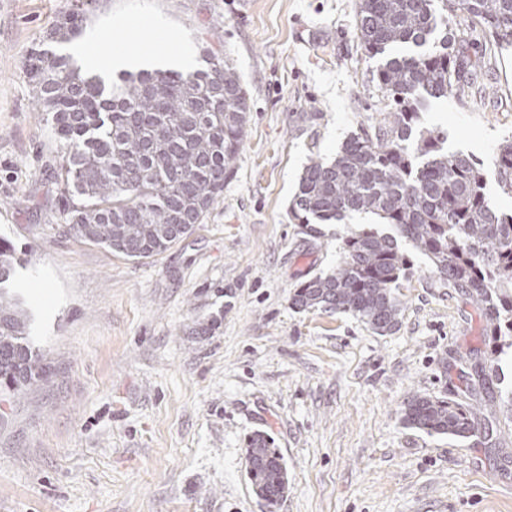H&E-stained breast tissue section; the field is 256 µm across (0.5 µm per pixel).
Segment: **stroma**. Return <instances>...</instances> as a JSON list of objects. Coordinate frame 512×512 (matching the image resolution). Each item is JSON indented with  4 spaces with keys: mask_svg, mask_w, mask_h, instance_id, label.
I'll return each instance as SVG.
<instances>
[{
    "mask_svg": "<svg viewBox=\"0 0 512 512\" xmlns=\"http://www.w3.org/2000/svg\"><path fill=\"white\" fill-rule=\"evenodd\" d=\"M116 57L169 43L196 67L233 63L249 98L243 146L201 224L132 260L62 218L60 147L24 68L56 21ZM356 0H0V239L24 255L16 293L43 386L0 395V512H512V349L494 353L483 306L409 242L398 328L291 303L336 266L355 214L316 232L292 220L313 157L333 160L385 110ZM464 94L431 101L448 151L488 161L512 139V55L466 16ZM482 367L497 390H473ZM416 396L472 397L476 434L403 425ZM265 434L288 469L275 509L246 448ZM82 12L78 10H73L62 15L51 29L50 33L47 36V39L51 42L54 40L65 41L70 39L73 35H75L82 24Z\"/></svg>",
    "mask_w": 512,
    "mask_h": 512,
    "instance_id": "stroma-1",
    "label": "stroma"
}]
</instances>
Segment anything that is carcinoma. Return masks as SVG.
<instances>
[{"label":"carcinoma","mask_w":512,"mask_h":512,"mask_svg":"<svg viewBox=\"0 0 512 512\" xmlns=\"http://www.w3.org/2000/svg\"><path fill=\"white\" fill-rule=\"evenodd\" d=\"M458 11L497 50L512 52V0H358L356 36L365 51L395 50L373 75L390 112L374 133L352 135L334 160L310 159L290 214L312 232L353 213L390 231L367 227L341 237L336 267L300 283L295 308L336 310L380 335L392 332L403 311L397 291L411 270L398 246L404 239L449 287L484 302L491 335L512 337V216L499 214L487 195L490 170L512 194V140L485 164L444 150L441 132L421 123L428 99L464 83L469 60L452 51L446 33ZM81 24L79 11L68 12L47 39L68 40ZM205 63L189 72L146 71L108 94L101 79L82 76L66 57L31 53L26 78L61 147L63 215L81 239L129 259L152 258L191 234L224 193L250 109L224 56L210 53ZM19 264L0 240V390L10 393L47 380L28 344L29 315L10 293ZM470 408L417 397L400 418L428 434L465 437ZM246 466L257 496L271 506L284 496L288 471L264 435L248 440Z\"/></svg>","instance_id":"carcinoma-1"}]
</instances>
